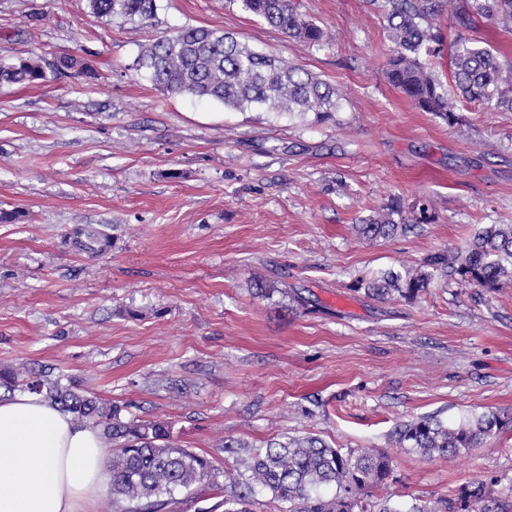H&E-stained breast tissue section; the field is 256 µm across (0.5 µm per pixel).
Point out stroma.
<instances>
[{"label": "stroma", "instance_id": "obj_1", "mask_svg": "<svg viewBox=\"0 0 512 512\" xmlns=\"http://www.w3.org/2000/svg\"><path fill=\"white\" fill-rule=\"evenodd\" d=\"M292 2L323 46L234 0H160L153 25L99 17L87 0H0V48L74 52L99 73L0 86V212L17 215L0 223V366L48 368L171 422L175 443L219 471L181 512H224L228 437L384 450L395 512L466 481L510 483V431L433 459L393 435L420 417L512 410V281L489 292L441 279L411 301L357 282L512 224V112L475 106L451 126L418 111L385 77L381 10ZM183 26L237 34L346 96L316 124L163 93L131 64ZM395 198L428 199L430 223L352 234ZM84 224L110 227L109 254L65 245Z\"/></svg>", "mask_w": 512, "mask_h": 512}]
</instances>
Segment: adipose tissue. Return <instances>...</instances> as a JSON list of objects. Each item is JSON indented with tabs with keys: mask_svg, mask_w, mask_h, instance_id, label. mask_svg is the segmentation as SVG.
I'll list each match as a JSON object with an SVG mask.
<instances>
[{
	"mask_svg": "<svg viewBox=\"0 0 512 512\" xmlns=\"http://www.w3.org/2000/svg\"><path fill=\"white\" fill-rule=\"evenodd\" d=\"M111 483L98 428L37 395L0 400V512H96Z\"/></svg>",
	"mask_w": 512,
	"mask_h": 512,
	"instance_id": "adipose-tissue-1",
	"label": "adipose tissue"
}]
</instances>
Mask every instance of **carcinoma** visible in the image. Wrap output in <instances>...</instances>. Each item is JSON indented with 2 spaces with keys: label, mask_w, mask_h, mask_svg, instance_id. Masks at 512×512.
<instances>
[{
  "label": "carcinoma",
  "mask_w": 512,
  "mask_h": 512,
  "mask_svg": "<svg viewBox=\"0 0 512 512\" xmlns=\"http://www.w3.org/2000/svg\"><path fill=\"white\" fill-rule=\"evenodd\" d=\"M159 0H88L92 13L124 22H151ZM244 11L271 27L313 46L323 45L321 27L302 17L291 0H238ZM448 5L460 29L444 45L436 24ZM386 30L392 44L386 76L422 112L453 125L460 105L474 103L512 112V64L467 36L473 16L492 20L512 31V0H383ZM450 57V77L442 81L427 59L443 52ZM129 68L143 73L154 86L172 96L218 102L234 110L314 115L322 122L337 111L340 90L306 69L255 50L236 37L212 29L184 26L141 46ZM72 74L91 76L92 67L75 53L47 61L39 56L14 57L0 52V85L45 83ZM400 201L359 219L352 230L359 238L386 239L405 230ZM65 243L100 256L112 250V234L79 225ZM456 279L493 290L512 278V224L479 228L463 250L438 251L416 267L384 270L361 280L370 298L398 295L412 300L439 278ZM0 389L39 395L71 415L78 424H92L111 446L112 512H175L189 501L186 493L204 480L217 483L212 462L173 443L168 421L122 417L124 408L103 402L79 381L47 372L23 374L0 368ZM512 429L511 412H489L450 426L434 417L411 421L396 430V442L424 457L458 456L484 440ZM234 439L224 448L236 455V490L224 496V512H250L256 490L267 491L280 512H398L373 498L393 474L389 453L373 448H334L318 437L290 438L266 448L241 451ZM495 479L460 484L445 500L415 505L409 512H512V497L502 496ZM335 488L332 496L322 494Z\"/></svg>",
  "instance_id": "carcinoma-1"
}]
</instances>
